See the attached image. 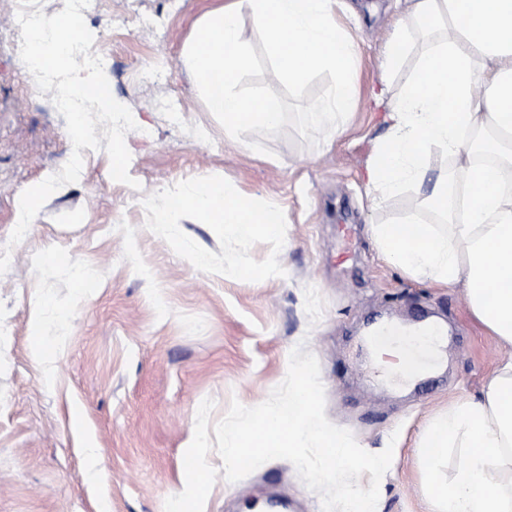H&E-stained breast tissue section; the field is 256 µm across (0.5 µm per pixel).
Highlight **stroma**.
<instances>
[{
  "mask_svg": "<svg viewBox=\"0 0 512 512\" xmlns=\"http://www.w3.org/2000/svg\"><path fill=\"white\" fill-rule=\"evenodd\" d=\"M224 3L100 0L85 15L108 48L111 93L137 123L125 141L139 186L111 179L105 151L83 149L79 181L54 191L12 247L21 193L59 172L73 147L64 117L43 109L51 93H39L20 59L18 0H0V249H12L0 275V512H173L196 444L208 479L196 512H272L270 493L287 497L291 512H321L284 459L227 482L213 430L231 401L266 400L299 344L319 362L327 419L368 452L394 449L381 512H429L421 435L458 401L479 397L512 357L473 318L462 286L406 275L373 237V225L415 211L446 229L424 201L452 173L448 158L431 156L422 182L379 204L365 181L387 133L370 92L384 79L398 93L434 36L414 34L401 69L386 72L395 0H337V21L357 47L356 99L332 145L310 146L288 125L235 140L182 63L203 16ZM143 15L153 29L136 25ZM168 104L181 124L170 123ZM257 141L264 153L252 150ZM200 178L277 205L283 237L243 242L189 213L156 223L160 194ZM250 269L265 275L249 278ZM432 317L448 327L438 370L401 386L384 380L367 327L385 318L412 330Z\"/></svg>",
  "mask_w": 512,
  "mask_h": 512,
  "instance_id": "obj_1",
  "label": "stroma"
}]
</instances>
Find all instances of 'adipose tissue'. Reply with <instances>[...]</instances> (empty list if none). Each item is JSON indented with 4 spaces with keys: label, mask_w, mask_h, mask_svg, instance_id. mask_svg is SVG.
<instances>
[{
    "label": "adipose tissue",
    "mask_w": 512,
    "mask_h": 512,
    "mask_svg": "<svg viewBox=\"0 0 512 512\" xmlns=\"http://www.w3.org/2000/svg\"><path fill=\"white\" fill-rule=\"evenodd\" d=\"M388 45L397 64L408 44V25L438 28L431 50L418 61L404 90L374 100L385 109L388 132L378 140L367 167L377 201L419 181L431 154L452 158L463 212L448 230L436 232L412 214L396 224H377L381 252L405 274L443 286L463 285L475 320L502 345L512 346V0H406ZM494 158L476 163L477 150ZM174 211L196 213L237 239L280 236L283 215L276 206L200 179L166 190L155 205V221ZM467 447L452 479H439L434 462L457 437ZM427 473L430 512H512L501 487L512 480V358L488 379L481 398L458 402L427 429L420 442Z\"/></svg>",
    "instance_id": "1"
}]
</instances>
